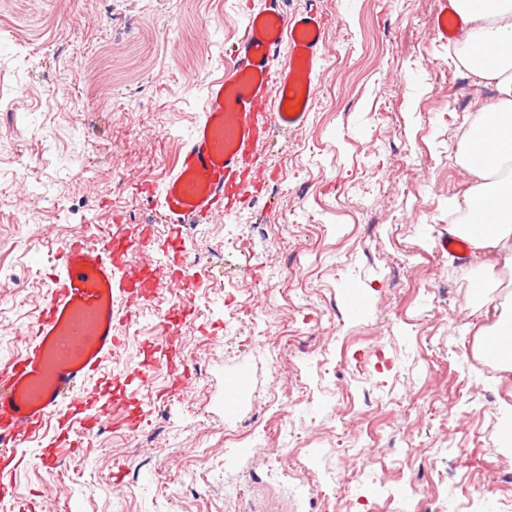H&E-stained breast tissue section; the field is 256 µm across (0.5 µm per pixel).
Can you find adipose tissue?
Here are the masks:
<instances>
[{
	"instance_id": "adipose-tissue-1",
	"label": "adipose tissue",
	"mask_w": 512,
	"mask_h": 512,
	"mask_svg": "<svg viewBox=\"0 0 512 512\" xmlns=\"http://www.w3.org/2000/svg\"><path fill=\"white\" fill-rule=\"evenodd\" d=\"M465 26L455 51L478 82L495 88V101L478 109L457 148L456 160L469 179L455 202L452 234L466 237L474 254L491 253L512 270V0H453ZM486 143L488 154L477 151ZM482 339H497L499 371L512 373V292L492 301Z\"/></svg>"
}]
</instances>
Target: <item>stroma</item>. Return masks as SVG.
Here are the masks:
<instances>
[{
  "instance_id": "obj_1",
  "label": "stroma",
  "mask_w": 512,
  "mask_h": 512,
  "mask_svg": "<svg viewBox=\"0 0 512 512\" xmlns=\"http://www.w3.org/2000/svg\"><path fill=\"white\" fill-rule=\"evenodd\" d=\"M266 0H0V368L44 306L59 247L131 242L129 269L187 268L186 297L122 298L108 418L54 474L25 464L0 512H512L498 431L512 377L476 348L501 298L439 246L467 174L462 117L491 104L430 28L437 0H277L328 22L317 98L244 165L240 201L166 224L152 196ZM365 313L347 315L351 298ZM252 315L239 314L242 304ZM342 314L330 326L331 311ZM245 383L234 413L225 383ZM257 426L247 452L215 443ZM288 432V482L266 441Z\"/></svg>"
}]
</instances>
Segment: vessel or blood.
Returning <instances> with one entry per match:
<instances>
[{
    "label": "vessel or blood",
    "mask_w": 512,
    "mask_h": 512,
    "mask_svg": "<svg viewBox=\"0 0 512 512\" xmlns=\"http://www.w3.org/2000/svg\"><path fill=\"white\" fill-rule=\"evenodd\" d=\"M323 32L318 15L287 17L273 4L250 18L232 65L209 86L206 109L162 186L159 209L167 223L186 227L215 209L270 126L304 127L316 100ZM283 48L286 64L271 71L270 57ZM127 285L123 251L80 238L62 246L26 346L0 372V451L31 441L62 407L95 389L120 342L114 306Z\"/></svg>",
    "instance_id": "vessel-or-blood-1"
}]
</instances>
